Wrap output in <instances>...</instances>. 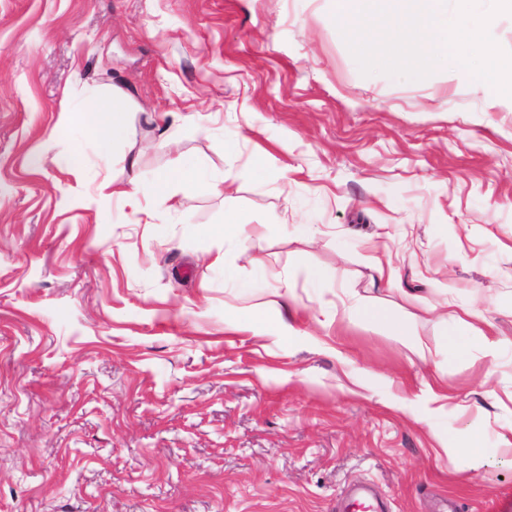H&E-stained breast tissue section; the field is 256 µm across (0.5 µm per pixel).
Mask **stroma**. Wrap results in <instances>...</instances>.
I'll use <instances>...</instances> for the list:
<instances>
[{"instance_id": "35a3bbf8", "label": "stroma", "mask_w": 512, "mask_h": 512, "mask_svg": "<svg viewBox=\"0 0 512 512\" xmlns=\"http://www.w3.org/2000/svg\"><path fill=\"white\" fill-rule=\"evenodd\" d=\"M334 15L0 0V512H338L360 484L387 512H512V102L362 75ZM94 94L127 114L104 154L65 118ZM178 156L206 184L170 210ZM131 179L137 203L99 191ZM228 209L245 236L195 235ZM471 326L496 358L446 345ZM178 182L183 188H195L204 181L203 170L193 162H183L182 157L175 159L173 167L157 178L155 200L160 205H167L174 199V194L168 191L169 183ZM360 311L364 316L366 325L370 329L392 336L393 340L403 349L415 354L420 359H425L424 344L413 334L406 322L391 319L383 312L376 310L371 304H362Z\"/></svg>"}]
</instances>
